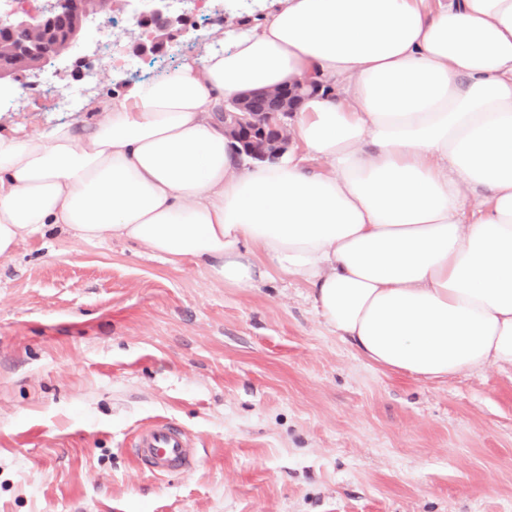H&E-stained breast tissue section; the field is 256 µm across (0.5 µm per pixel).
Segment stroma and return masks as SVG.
I'll return each instance as SVG.
<instances>
[{
	"instance_id": "obj_1",
	"label": "stroma",
	"mask_w": 512,
	"mask_h": 512,
	"mask_svg": "<svg viewBox=\"0 0 512 512\" xmlns=\"http://www.w3.org/2000/svg\"><path fill=\"white\" fill-rule=\"evenodd\" d=\"M201 22L89 97L202 54ZM53 93L0 104V133L85 120ZM270 272L212 281L118 239L50 232L0 258V512H512V367L425 383L361 359ZM192 437V469L153 474L136 434Z\"/></svg>"
}]
</instances>
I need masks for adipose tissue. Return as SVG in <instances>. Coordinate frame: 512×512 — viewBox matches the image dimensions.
I'll use <instances>...</instances> for the list:
<instances>
[{
    "label": "adipose tissue",
    "mask_w": 512,
    "mask_h": 512,
    "mask_svg": "<svg viewBox=\"0 0 512 512\" xmlns=\"http://www.w3.org/2000/svg\"><path fill=\"white\" fill-rule=\"evenodd\" d=\"M320 88L273 160L224 103ZM82 127L0 134V256L52 227L228 287L300 278L365 361L427 383L512 367V0H273Z\"/></svg>",
    "instance_id": "1"
}]
</instances>
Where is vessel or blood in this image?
<instances>
[{"instance_id": "obj_1", "label": "vessel or blood", "mask_w": 512, "mask_h": 512, "mask_svg": "<svg viewBox=\"0 0 512 512\" xmlns=\"http://www.w3.org/2000/svg\"><path fill=\"white\" fill-rule=\"evenodd\" d=\"M138 460L165 474L192 464L194 450L187 432L171 423H158L143 431L135 444Z\"/></svg>"}]
</instances>
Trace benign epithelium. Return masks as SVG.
Returning <instances> with one entry per match:
<instances>
[{
    "label": "benign epithelium",
    "instance_id": "benign-epithelium-1",
    "mask_svg": "<svg viewBox=\"0 0 512 512\" xmlns=\"http://www.w3.org/2000/svg\"><path fill=\"white\" fill-rule=\"evenodd\" d=\"M181 4L175 10L171 0H44L42 6L28 9L15 0H0V98L27 78L39 79L48 69L61 76L72 63L93 68L90 34L103 31L104 17L117 9L132 11L136 28L115 34L113 43L124 40L138 55L157 52L174 28L187 26L194 0H181ZM16 30L26 33L24 41L11 39ZM310 82L304 78L231 99L224 108L225 132L239 141L249 139L246 152L254 158L279 156L288 149V118ZM256 98L264 99L270 111L248 109L247 104Z\"/></svg>",
    "mask_w": 512,
    "mask_h": 512
}]
</instances>
